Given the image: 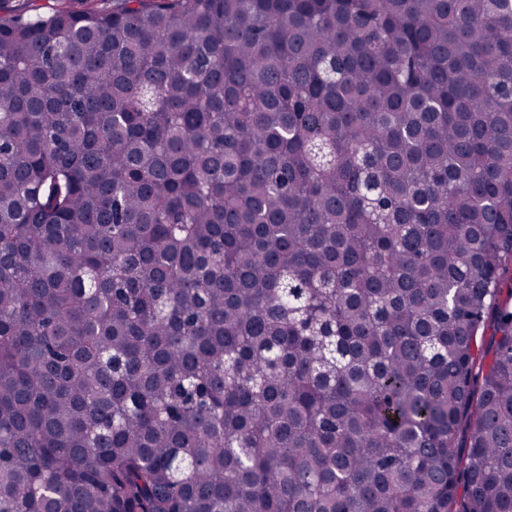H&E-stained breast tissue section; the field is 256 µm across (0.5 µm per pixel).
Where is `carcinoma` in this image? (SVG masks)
I'll list each match as a JSON object with an SVG mask.
<instances>
[{"instance_id": "cac0c4a2", "label": "carcinoma", "mask_w": 512, "mask_h": 512, "mask_svg": "<svg viewBox=\"0 0 512 512\" xmlns=\"http://www.w3.org/2000/svg\"><path fill=\"white\" fill-rule=\"evenodd\" d=\"M78 2L0 0V512H512V0Z\"/></svg>"}]
</instances>
